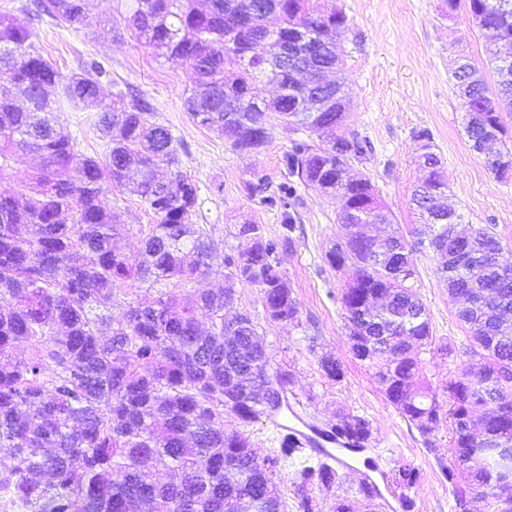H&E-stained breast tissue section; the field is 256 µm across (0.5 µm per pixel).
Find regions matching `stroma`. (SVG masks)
Here are the masks:
<instances>
[{
	"instance_id": "stroma-1",
	"label": "stroma",
	"mask_w": 512,
	"mask_h": 512,
	"mask_svg": "<svg viewBox=\"0 0 512 512\" xmlns=\"http://www.w3.org/2000/svg\"><path fill=\"white\" fill-rule=\"evenodd\" d=\"M322 4L328 10H342L349 19L337 43L344 58L337 78L350 101L343 130L358 132L370 144L367 155L352 162L350 176L369 179L395 227L409 233L418 223L411 191L424 176L416 162L415 133L428 130L443 164L446 204L463 223L490 228L512 249V180L498 181L483 156L472 150L454 85L453 71L463 60L482 69L488 83L497 79L491 62L495 45L472 18L468 0H457L453 8L446 0H322ZM125 17L115 0H89L82 30L43 19L36 27L35 47L65 75L100 63V109L131 96L150 104L155 122L168 127L178 140L182 170L198 187L194 220L211 227L216 265L246 248V240L238 235L244 222L261 224L267 238L280 242V267L297 302V320L269 321L259 290L241 284L236 285L234 301L224 315L251 314L274 367L288 376L286 401L308 420L331 426L347 413L369 420L370 461L341 470L342 492L355 493L367 475L377 481L388 501L381 512H404L392 474L399 465L408 464L419 473L408 491L411 512H458L453 488L443 474L455 460L447 424L423 437L387 401L372 370L357 364L349 353L341 292L353 270H336L326 260L332 244L349 232L338 221L339 199L299 182L287 201H279V186L287 178L290 132L278 118H271L268 144L259 152L242 154L195 124L184 107L193 85L190 70L158 58L152 48L134 40H115V30L126 26ZM95 120L92 112L61 115L79 154L102 158L107 142ZM103 202L120 211L129 227L119 247L138 252L141 231L155 223V215L128 193L107 192ZM413 259L416 275L410 285L429 312L432 335L436 342L452 343L457 350L451 362L438 360L429 367L428 377L444 402L449 382L473 362L468 331L456 317L460 303L449 296L433 253L417 252ZM326 356L344 363L340 382L322 377L319 361Z\"/></svg>"
}]
</instances>
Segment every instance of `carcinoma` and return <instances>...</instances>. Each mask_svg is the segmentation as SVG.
<instances>
[{
    "label": "carcinoma",
    "instance_id": "carcinoma-1",
    "mask_svg": "<svg viewBox=\"0 0 512 512\" xmlns=\"http://www.w3.org/2000/svg\"><path fill=\"white\" fill-rule=\"evenodd\" d=\"M128 14L126 36L151 47L167 62L188 67L193 87L184 107L198 125L214 131L239 152L269 143L274 113L292 140L288 175L308 183L319 178L323 193L341 199L338 220L358 217L365 239L336 242L326 254L330 266L355 268L341 294L353 357L376 370L387 401L422 436L439 427L443 405L424 380L427 356L451 359L455 347L435 345L425 304L408 285L415 275L414 249L438 256L437 271L448 293L461 298L458 321L470 333V353L483 348L478 376L461 375L448 385V418L456 464L448 482L457 505L465 491L479 495L487 512H512V414L499 403L512 400V254L502 258L497 234L469 226L463 238L439 223L452 211L439 204L447 185L434 151L422 157L427 177L412 202L421 224L408 244L366 178L347 177L351 161L364 157L357 133L344 144L325 135L337 112H297L303 89L292 73L311 72L328 95L343 86L318 80L336 69V39L348 27L342 11H327L320 0H119ZM87 0H33L31 21L45 17L78 28ZM473 19L497 30L503 49L495 53L498 90L471 87L463 125L473 150H483L485 129L503 128L500 112L512 110V0H469ZM292 33L312 34L303 47L282 54L279 42L264 38L267 16ZM34 28L0 14V84L26 101L0 99V179L11 177L28 154L40 165L24 174L20 189L0 195V491L31 512H285L279 460L304 453L290 440L279 455L259 457L242 431L227 430L224 415L244 425L271 415L257 378L271 356L251 314L224 318L234 285L259 289L272 321L297 318L298 307L279 269L278 243L261 225L246 222L254 246L229 257L224 269L212 263L210 230L192 222L196 184L182 171L180 148L171 131L153 121L148 103L133 97L117 110L97 111L98 76L92 64L63 75L36 50ZM236 70L228 71L226 61ZM277 85L267 101L255 94L261 79ZM97 113L96 128L110 150L106 159L77 158V143L64 132L60 113ZM140 198L157 217L143 246L128 255L114 245L126 232L121 214L103 205L105 187ZM222 288H197L206 278ZM145 290L128 300L132 287ZM123 305L120 318L112 309ZM209 330H199V318ZM26 345V358L14 355ZM323 376L339 382L342 363L320 361ZM480 413L483 442L460 428ZM336 433L363 447L368 420L345 415ZM177 474L165 480L148 462ZM301 484L326 488L340 483L337 470L319 460L296 472ZM417 471L403 465L393 482L410 489ZM364 512H377L379 496L367 481L358 484Z\"/></svg>",
    "mask_w": 512,
    "mask_h": 512
}]
</instances>
